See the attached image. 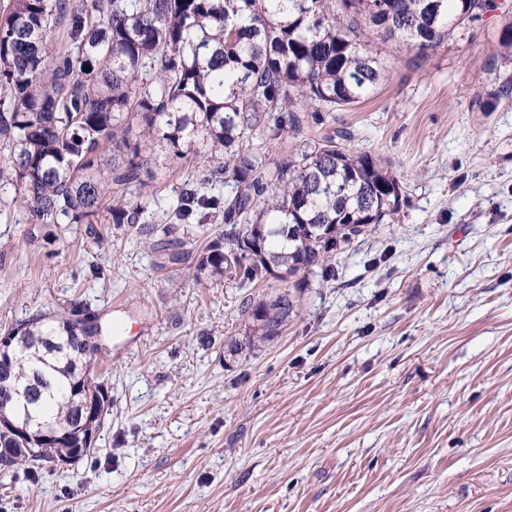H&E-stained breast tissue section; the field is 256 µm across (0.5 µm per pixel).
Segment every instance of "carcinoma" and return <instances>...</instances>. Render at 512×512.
Listing matches in <instances>:
<instances>
[{
	"label": "carcinoma",
	"instance_id": "1",
	"mask_svg": "<svg viewBox=\"0 0 512 512\" xmlns=\"http://www.w3.org/2000/svg\"><path fill=\"white\" fill-rule=\"evenodd\" d=\"M496 0H8L0 11V185L25 211L26 235L56 224H127L195 277L253 288L299 273L336 278V256L398 213L399 177L368 151L314 136V125L369 97L387 78L373 37L421 59L465 35ZM63 26L67 40L52 45ZM164 160L209 159L184 180L174 212L133 195L154 146ZM229 184L222 197L207 189ZM151 217H146V214ZM218 216L224 231L204 230ZM197 219L202 245L177 223ZM294 312L289 292L245 296L254 346ZM52 338L50 365L17 361L41 420L73 423L88 399L96 325L74 305L22 322Z\"/></svg>",
	"mask_w": 512,
	"mask_h": 512
}]
</instances>
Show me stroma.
<instances>
[{
    "label": "stroma",
    "mask_w": 512,
    "mask_h": 512,
    "mask_svg": "<svg viewBox=\"0 0 512 512\" xmlns=\"http://www.w3.org/2000/svg\"><path fill=\"white\" fill-rule=\"evenodd\" d=\"M320 129L400 176L391 222L307 277L278 336L231 350L241 289L128 226L41 227L0 194V331L90 305L110 405L80 462L0 472V512H512V0ZM202 158L144 170L168 206ZM100 267L102 278L90 272Z\"/></svg>",
    "instance_id": "35a3bbf8"
}]
</instances>
